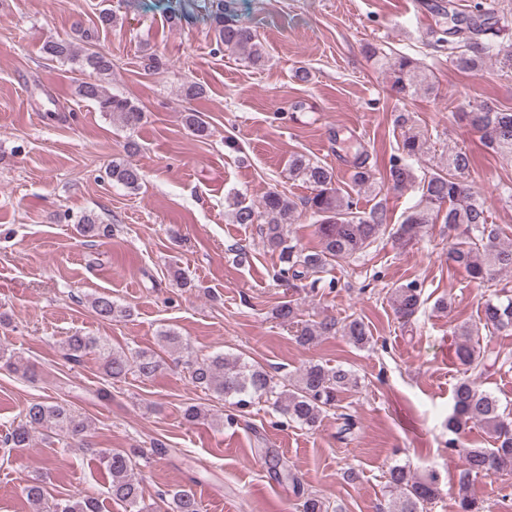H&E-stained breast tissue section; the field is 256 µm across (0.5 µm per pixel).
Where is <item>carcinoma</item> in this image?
<instances>
[{
	"label": "carcinoma",
	"mask_w": 512,
	"mask_h": 512,
	"mask_svg": "<svg viewBox=\"0 0 512 512\" xmlns=\"http://www.w3.org/2000/svg\"><path fill=\"white\" fill-rule=\"evenodd\" d=\"M451 25L438 26L428 31V43L436 49L448 51V61L464 72L483 70L492 61L500 68H512V51L498 45L495 37L500 32V18L484 0H475L468 13H457L448 5ZM215 42L228 51L247 50L254 61L264 58V49L254 31L238 24L224 11V4L216 3L212 14ZM85 43L82 66L95 74V79L79 86V94L95 103L97 110L116 118L122 127L136 129L144 118L143 110L129 98L107 91L103 85L112 74V58L91 45V35L75 24L68 40L49 41L44 51L63 60L75 58V42ZM365 52L375 59L382 75L388 77L391 90L403 100L434 90L431 73L416 58L405 54L386 53L372 44ZM468 126L481 134L484 145L494 153L512 159V109L500 108L485 101H473L461 112ZM184 122L200 138L209 128L195 112L184 115ZM410 115L401 112L396 124L404 128L397 153L391 155L386 166L387 186L399 190L418 186L420 195L403 215L396 234L411 239L428 224H446L455 242L448 247V265L464 269L472 281L482 287H491L497 275L512 271V245L503 243L499 228L488 223L487 203L468 181L472 156L465 149L448 153V159L435 166L423 165L428 155L429 138L409 126ZM292 176L308 184L312 193L301 201L302 208L316 224L320 249L304 252L288 239L287 227L294 223L297 206L278 190L268 191L259 204L237 198L232 203L231 221L235 224H255L264 221L267 247L278 253L280 267L277 279L283 282L310 280L314 288L321 282L318 274L334 262L349 259L370 247L386 230V209L377 204L362 210L359 200L337 185L333 171L296 154L288 161ZM353 183L357 195L373 193L378 187L369 154L358 151L353 160ZM109 176L117 184L137 189L140 170L123 162H112ZM79 233L86 238L111 235L112 225L99 224L91 215L77 222ZM396 314L408 321L424 304L422 286L408 282L396 287L392 294ZM91 308L103 320L123 313V309L108 294L91 299ZM481 321L489 336L483 341L473 340L472 331L464 330L455 346V358L465 367L466 375L456 384L453 409L448 416V432L457 435L477 425L487 430L493 439L490 448L464 449V468L459 476V512H484V505L470 495V485L479 478L512 473V421L500 412L499 399L481 391L473 377L482 375L499 360H508L493 341V333L512 331V295L496 296L485 302ZM335 319H323L303 326L297 336L302 346L315 343L323 336L336 333ZM343 333L359 347L371 343L372 337L363 321L353 318L343 325ZM67 359L80 360L89 350L98 351L104 374L112 380H121L131 372L151 377L161 368L154 353L140 351L129 358L115 352L94 336L72 334L64 341ZM184 368L194 386L211 391L230 405L242 410L256 399L266 397L289 419L307 427L321 421L323 413L336 405L337 397L353 383L350 371L341 366L310 363L301 371L297 382L289 388L278 385L274 377L258 364L240 357L229 358L219 353L205 359L187 356ZM49 427L67 440L86 441L87 424L69 408L54 403L35 402L28 405L11 431L0 441L6 447L22 450L29 447L32 433L39 427ZM101 464L111 478L112 497L125 503L129 512H146L138 482L133 478L136 461L122 451L101 454ZM287 478L301 497L300 512H329L326 501L301 489L292 473ZM439 476L428 471L413 475L402 465L393 466L388 473L387 487L391 500L389 512H426L438 491ZM32 512H100L98 502L90 497H78L48 504L42 481L36 480L25 488ZM171 512H200L196 495L187 489L172 493Z\"/></svg>",
	"instance_id": "obj_1"
}]
</instances>
